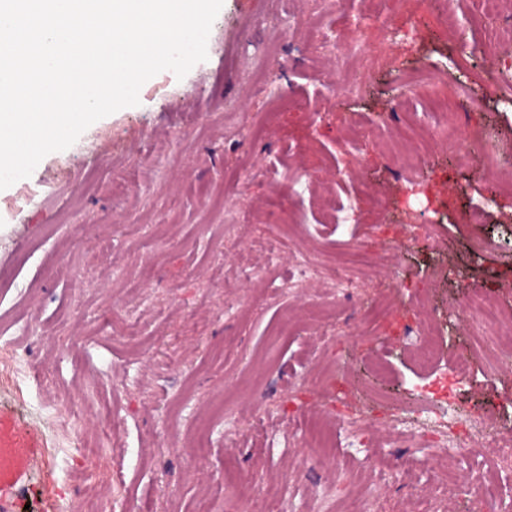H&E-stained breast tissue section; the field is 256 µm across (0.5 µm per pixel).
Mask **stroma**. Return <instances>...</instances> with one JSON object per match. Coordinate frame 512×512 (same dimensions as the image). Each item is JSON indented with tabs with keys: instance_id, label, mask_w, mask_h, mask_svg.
Listing matches in <instances>:
<instances>
[{
	"instance_id": "35a3bbf8",
	"label": "stroma",
	"mask_w": 512,
	"mask_h": 512,
	"mask_svg": "<svg viewBox=\"0 0 512 512\" xmlns=\"http://www.w3.org/2000/svg\"><path fill=\"white\" fill-rule=\"evenodd\" d=\"M365 13L364 0H224L206 61L181 79L158 73L138 105L0 191V428L39 445L11 512H58L35 490L60 486L80 512L88 485L107 512L136 499L252 512L240 475L269 512H325L335 481L375 492L372 512H476L467 477L512 475L490 439L436 455L382 428L337 438L320 461L304 452L312 412L331 400L327 360L353 387L338 407L379 415L408 401L423 377L411 323L432 327L439 366L471 360L457 410L512 430V373L456 316L485 280L512 315V103L498 75L512 0L490 18L482 0H388L381 28ZM312 24L326 47H312ZM355 44L346 72L363 90L339 97L336 62ZM446 122L470 140L493 132L494 148L449 152L427 137ZM304 173L315 188L295 194ZM349 204L355 223H337ZM427 231L432 249L390 248ZM302 254L320 273L293 289ZM339 269L363 304L399 290L386 321L337 301ZM70 413V429L57 426ZM84 444L98 456L79 461ZM444 471L456 483L438 499Z\"/></svg>"
}]
</instances>
